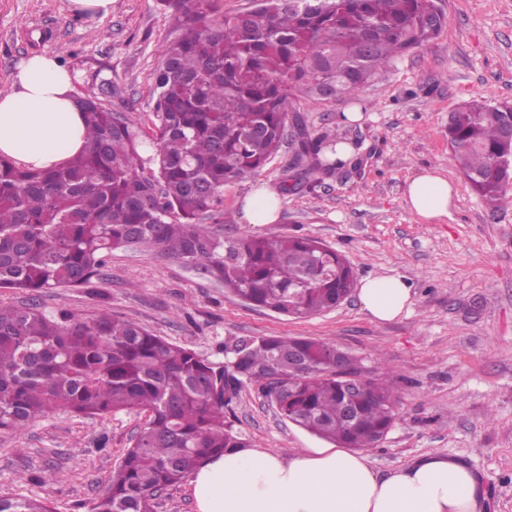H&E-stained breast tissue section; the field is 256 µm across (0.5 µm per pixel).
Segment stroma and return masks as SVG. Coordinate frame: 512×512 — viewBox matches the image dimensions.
Here are the masks:
<instances>
[{"mask_svg":"<svg viewBox=\"0 0 512 512\" xmlns=\"http://www.w3.org/2000/svg\"><path fill=\"white\" fill-rule=\"evenodd\" d=\"M442 7L440 34L404 54L358 99L299 100L311 135L354 147L346 177L282 192L295 152L289 135L260 173L225 185L222 223L202 220L225 235H309L345 255L358 278L403 276L412 285L410 314L374 321L354 294L333 310L296 319L231 299L190 266L136 249L114 252L90 285L34 298L0 290V302L33 303L55 319L105 308L214 360L230 336L332 342L390 374L395 422L369 453L378 475L442 450L480 477L485 512H512V208H486L451 161L447 137L448 116L460 103L512 104V0H443ZM172 36L173 19L159 0H114L102 19L76 14L69 0H0V92L10 90L22 59L54 53L76 73V95L131 113L147 141L157 49ZM106 80L112 93L105 97ZM348 107L362 112L361 122L341 121ZM434 168L453 183L456 198L448 219L422 224L405 207L403 190ZM262 183L279 190L280 218L246 223L241 202ZM234 409L250 447L289 455L326 445L254 388L241 392ZM146 420L136 411L95 418L55 412L0 433V496L90 512ZM49 469L59 478L42 481Z\"/></svg>","mask_w":512,"mask_h":512,"instance_id":"obj_1","label":"stroma"}]
</instances>
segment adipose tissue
Instances as JSON below:
<instances>
[{
  "instance_id": "1",
  "label": "adipose tissue",
  "mask_w": 512,
  "mask_h": 512,
  "mask_svg": "<svg viewBox=\"0 0 512 512\" xmlns=\"http://www.w3.org/2000/svg\"><path fill=\"white\" fill-rule=\"evenodd\" d=\"M73 75L53 54H36L18 67L11 91L0 94V156L34 170L66 162L85 145L83 113L73 95ZM455 189L428 170L407 180L403 203L423 224L442 222ZM277 191L257 185L244 199L242 218L273 224ZM358 295L373 320L408 312L404 277L363 279ZM197 512H482L479 481L468 465L443 452L426 453L388 475H378L368 455L330 445L284 456L263 448L209 458L190 476Z\"/></svg>"
}]
</instances>
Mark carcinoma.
Returning a JSON list of instances; mask_svg holds the SVG:
<instances>
[{
    "label": "carcinoma",
    "mask_w": 512,
    "mask_h": 512,
    "mask_svg": "<svg viewBox=\"0 0 512 512\" xmlns=\"http://www.w3.org/2000/svg\"><path fill=\"white\" fill-rule=\"evenodd\" d=\"M175 36L154 71L155 153L127 117L80 97L87 141L62 166L29 170L0 157V289L39 294L85 286L116 250L137 247L182 261L256 307L307 317L340 305L356 273L310 236H220L199 224L219 212L224 185L263 169L284 143L299 97L344 102L446 22L435 0H256L245 15L221 0H161ZM512 106L466 102L448 119L451 159L492 213L512 208L506 132ZM300 172L287 192L346 165L322 158L329 142L300 127ZM293 352L295 373L275 366ZM210 360L99 309L59 322L35 304L0 303V431H19L56 411L102 417L139 411L148 419L92 512H152L159 493L206 458L247 447L229 416L254 386L277 399L280 416L346 448L373 449L395 420L388 377L365 378L356 418L340 419L345 377L336 346L303 336L224 341ZM0 512H52L43 501L0 497Z\"/></svg>",
    "instance_id": "obj_1"
}]
</instances>
